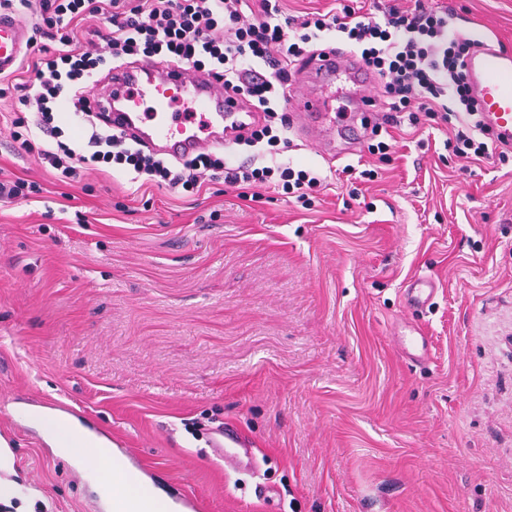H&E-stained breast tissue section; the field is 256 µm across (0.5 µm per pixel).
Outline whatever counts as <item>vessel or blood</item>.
<instances>
[{
	"label": "vessel or blood",
	"mask_w": 512,
	"mask_h": 512,
	"mask_svg": "<svg viewBox=\"0 0 512 512\" xmlns=\"http://www.w3.org/2000/svg\"><path fill=\"white\" fill-rule=\"evenodd\" d=\"M32 48V25L18 16L0 12V75L14 72ZM473 95L480 107L482 122L496 131L504 142L512 141V52L491 44H478L465 61ZM309 93L290 95L295 108L291 126L301 140H308L319 126L327 103L319 88L348 77L356 87L352 108L364 115L376 109V97L370 92L376 81L352 53L329 45L312 53L303 65ZM217 80L207 71L189 70L161 58L143 60L113 68L108 90L90 99L92 110L106 113L112 130L125 132L138 144L171 159L199 152L228 148L235 129L254 123L258 112L249 104L217 93ZM190 95L199 108L194 118L166 109L164 93L168 89ZM152 101L156 109L140 111L143 101ZM364 132L357 125L341 129L336 137L323 140L321 156L336 161L358 152ZM439 290L437 281L421 274L411 279L404 290L405 301L420 310L432 304ZM405 358L424 362L429 358V339L423 329L410 327L400 341ZM216 456L225 468H253L255 460L246 439L236 428L216 429L210 440Z\"/></svg>",
	"instance_id": "b4317fda"
}]
</instances>
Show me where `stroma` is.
Returning <instances> with one entry per match:
<instances>
[{"label": "stroma", "mask_w": 512, "mask_h": 512, "mask_svg": "<svg viewBox=\"0 0 512 512\" xmlns=\"http://www.w3.org/2000/svg\"><path fill=\"white\" fill-rule=\"evenodd\" d=\"M446 9L512 50V0H393ZM0 105V483L13 512H95L82 470L19 400L80 410L129 464L199 512H512V160L456 157L420 114L383 157L286 158L327 185L310 208L242 197L223 178L176 194L109 167L59 180L21 153ZM375 170L373 180L359 171ZM436 278L413 314L402 290ZM419 324L428 362L398 336ZM237 428L252 475L214 461ZM31 188L21 178L13 180L0 179V200L4 202H13L21 199H27Z\"/></svg>", "instance_id": "35a3bbf8"}]
</instances>
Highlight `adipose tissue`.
Returning a JSON list of instances; mask_svg holds the SVG:
<instances>
[{
    "instance_id": "ef3b65f1",
    "label": "adipose tissue",
    "mask_w": 512,
    "mask_h": 512,
    "mask_svg": "<svg viewBox=\"0 0 512 512\" xmlns=\"http://www.w3.org/2000/svg\"><path fill=\"white\" fill-rule=\"evenodd\" d=\"M90 455L102 466L100 490L107 498L111 512H180L172 497L132 469L119 453L94 448Z\"/></svg>"
}]
</instances>
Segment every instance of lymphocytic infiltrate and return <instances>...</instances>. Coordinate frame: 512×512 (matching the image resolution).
Returning a JSON list of instances; mask_svg holds the SVG:
<instances>
[{
    "mask_svg": "<svg viewBox=\"0 0 512 512\" xmlns=\"http://www.w3.org/2000/svg\"><path fill=\"white\" fill-rule=\"evenodd\" d=\"M0 0V10L31 13L38 56L22 64L17 76L0 77V99L12 98L25 109L12 121L11 138L30 150L32 132L52 133L40 156L64 178L78 166L112 163L132 181L193 191L215 175L245 190L264 189L309 201L326 183L314 169L281 161L287 151L288 119L282 100L293 76V64L326 34L360 55L380 79L388 101L385 123L416 124L428 112L444 123H456L454 150L475 162L489 155L490 133L476 118L478 107L462 68L473 47L445 11L391 6L382 17L343 5L337 12H311L281 18L274 0ZM110 15L112 28L89 25ZM159 56L216 71L225 88L239 93L265 114L263 125L248 130L242 142L262 146L265 161L233 165L227 155L206 151L173 163L129 143L126 138L90 126L86 151L57 139L54 114L62 107L86 112V101L102 70L133 60Z\"/></svg>",
    "mask_w": 512,
    "mask_h": 512,
    "instance_id": "f902f5d3",
    "label": "lymphocytic infiltrate"
}]
</instances>
